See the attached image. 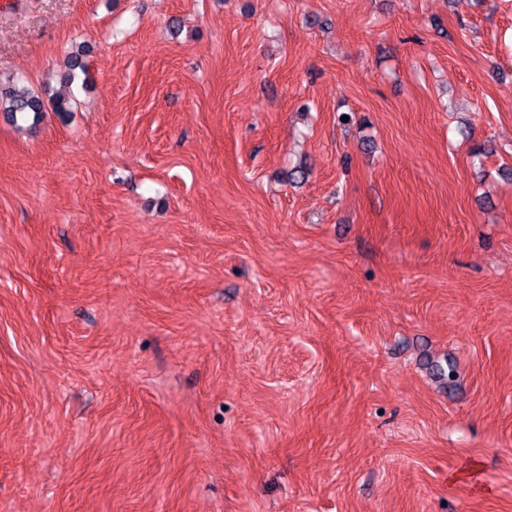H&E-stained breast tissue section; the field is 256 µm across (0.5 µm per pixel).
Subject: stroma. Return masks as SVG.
Here are the masks:
<instances>
[{
  "label": "stroma",
  "instance_id": "35a3bbf8",
  "mask_svg": "<svg viewBox=\"0 0 512 512\" xmlns=\"http://www.w3.org/2000/svg\"><path fill=\"white\" fill-rule=\"evenodd\" d=\"M10 74L0 512H512V0H9ZM0 110L11 113L15 119L17 114L21 117L32 114L33 122H37L45 112V103L25 85L15 83L0 88Z\"/></svg>",
  "mask_w": 512,
  "mask_h": 512
}]
</instances>
